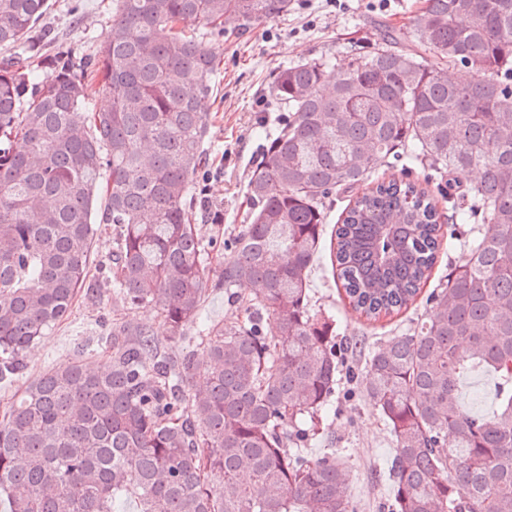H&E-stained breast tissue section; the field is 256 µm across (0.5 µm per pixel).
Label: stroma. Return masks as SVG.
I'll return each instance as SVG.
<instances>
[{
  "instance_id": "1",
  "label": "stroma",
  "mask_w": 512,
  "mask_h": 512,
  "mask_svg": "<svg viewBox=\"0 0 512 512\" xmlns=\"http://www.w3.org/2000/svg\"><path fill=\"white\" fill-rule=\"evenodd\" d=\"M423 0H293L288 15L258 21L226 33L214 48L219 68L214 91L205 100L209 114L205 150L212 174L207 182V209L196 230L202 239L237 232L245 216L243 204L254 164L260 158L264 134L275 133L283 115L266 93L281 67L325 54L337 61L370 49L381 29L409 25ZM112 19V0H49L36 31L49 47H68L77 56L94 53ZM331 243H323L312 272L311 305L315 313L333 317L337 340L352 348L377 345L397 332H412L426 304L393 319L371 325L349 306L337 284L331 262ZM152 326L160 343L167 331L156 312L129 306L104 288L93 297L78 294L70 314L25 355L24 378L0 383V409L40 374L59 363L78 359L92 369L109 365L110 356L98 348V336L113 325ZM497 383L487 374L469 373L460 403L465 410L489 414L495 407ZM340 454L350 471L347 490L370 502L389 494L386 480L393 453L391 438L379 412L362 397L339 399L326 413L317 439L306 451L318 457Z\"/></svg>"
}]
</instances>
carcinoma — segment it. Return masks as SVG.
<instances>
[{
  "label": "carcinoma",
  "instance_id": "carcinoma-1",
  "mask_svg": "<svg viewBox=\"0 0 512 512\" xmlns=\"http://www.w3.org/2000/svg\"><path fill=\"white\" fill-rule=\"evenodd\" d=\"M291 6L115 0L97 52L78 59L32 36L48 0H0V381L103 283L187 343L174 355L148 327L116 325L98 339L110 369L73 360L32 381L0 415L11 512H117L125 497L139 512H358L340 455L285 448L319 434L339 393L335 322L311 311L309 290L327 203L361 183L332 265L368 322L411 308L456 225H471L466 258L413 333L364 352L359 389L395 448L377 512H512V0H424L348 64L283 68L268 94L288 115L249 179L250 221L206 242L195 222L218 56L179 24L222 38ZM473 69L489 78L468 79ZM89 76L110 105L82 118ZM393 162L448 182L369 181ZM472 170L481 180L461 188L455 176ZM101 224L113 247L99 280L87 259ZM208 288L239 314L188 338ZM477 365L501 380L491 417L458 404Z\"/></svg>",
  "mask_w": 512,
  "mask_h": 512
}]
</instances>
